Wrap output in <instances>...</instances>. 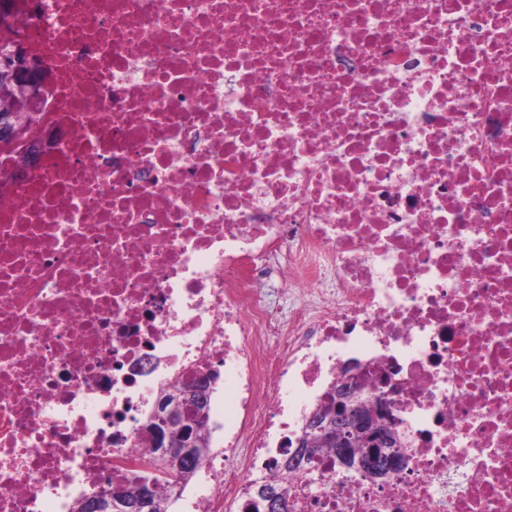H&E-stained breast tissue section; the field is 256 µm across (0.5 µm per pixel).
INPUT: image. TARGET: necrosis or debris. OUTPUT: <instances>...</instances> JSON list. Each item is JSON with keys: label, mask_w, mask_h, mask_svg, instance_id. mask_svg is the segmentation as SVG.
<instances>
[{"label": "necrosis or debris", "mask_w": 512, "mask_h": 512, "mask_svg": "<svg viewBox=\"0 0 512 512\" xmlns=\"http://www.w3.org/2000/svg\"><path fill=\"white\" fill-rule=\"evenodd\" d=\"M6 9L45 103L37 165L0 149V512L134 484L211 369L180 512H512V0ZM347 365L387 479L289 464Z\"/></svg>", "instance_id": "necrosis-or-debris-1"}]
</instances>
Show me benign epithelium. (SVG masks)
<instances>
[{
    "instance_id": "obj_1",
    "label": "benign epithelium",
    "mask_w": 512,
    "mask_h": 512,
    "mask_svg": "<svg viewBox=\"0 0 512 512\" xmlns=\"http://www.w3.org/2000/svg\"><path fill=\"white\" fill-rule=\"evenodd\" d=\"M24 126L14 111L0 108L1 144L13 141ZM208 386V380H198L156 400L143 428L154 438L158 453L149 475L138 482V495L129 499L121 488L110 486L82 501L84 512H145L152 496L167 494V485L157 475L198 462L190 432L194 422L187 417L186 409L193 408L200 418L206 416L208 402L204 393ZM398 425L386 401L378 398L370 402L361 397L356 384L342 383L337 387L335 401L320 404L307 418L296 441L294 457L308 456L317 446L326 445L335 449L343 469L385 478L407 465L405 456L398 451Z\"/></svg>"
}]
</instances>
